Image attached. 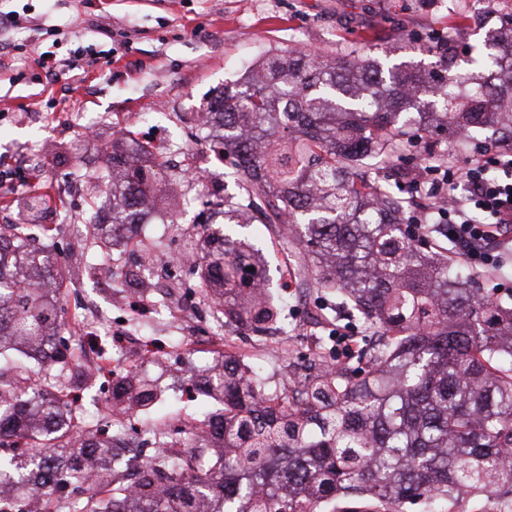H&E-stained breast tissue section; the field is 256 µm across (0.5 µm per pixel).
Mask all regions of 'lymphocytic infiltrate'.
Listing matches in <instances>:
<instances>
[{
    "label": "lymphocytic infiltrate",
    "mask_w": 512,
    "mask_h": 512,
    "mask_svg": "<svg viewBox=\"0 0 512 512\" xmlns=\"http://www.w3.org/2000/svg\"><path fill=\"white\" fill-rule=\"evenodd\" d=\"M491 166L497 177H488ZM461 184L465 194H454ZM438 192L448 200L439 215L448 223L457 258L474 268H503L512 259V149L448 167Z\"/></svg>",
    "instance_id": "f902f5d3"
}]
</instances>
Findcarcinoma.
I'll use <instances>...</instances> for the list:
<instances>
[{"label":"carcinoma","instance_id":"1","mask_svg":"<svg viewBox=\"0 0 512 512\" xmlns=\"http://www.w3.org/2000/svg\"><path fill=\"white\" fill-rule=\"evenodd\" d=\"M470 66L459 94L452 70L291 50L215 90L203 124L246 180L224 202V223L249 215L269 226L297 257L301 284L335 291L377 342L332 364L317 340L318 370L297 386L218 355L188 389L224 410L213 423L157 425L134 468L112 422L85 430L73 408L98 374L75 351L63 288L99 279L145 200L157 208V184L173 193L186 170L169 172L143 143L112 144V170L98 177L112 189V223L89 225L93 261L36 245L48 232L35 223L39 201H17L27 223L0 233V512H406L422 499L512 512V304L484 298L474 274L423 250L431 235L448 237L444 225L404 223V200L356 173L440 128L463 141L512 133V25L488 33ZM185 254L224 324L259 332L276 320L253 246L202 224ZM148 277L140 264L125 283L142 296ZM167 373L162 356L147 357L105 409L152 410L175 389Z\"/></svg>","mask_w":512,"mask_h":512}]
</instances>
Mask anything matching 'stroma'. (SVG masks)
<instances>
[{
	"label": "stroma",
	"instance_id": "stroma-1",
	"mask_svg": "<svg viewBox=\"0 0 512 512\" xmlns=\"http://www.w3.org/2000/svg\"><path fill=\"white\" fill-rule=\"evenodd\" d=\"M508 5L512 0H477L474 17L462 26L465 41L453 45V68L464 67L467 45L479 43ZM457 14L453 0H0V20H18L0 29V41L12 46L11 52L0 51V169L20 175L19 188L0 186V222L21 223L15 202L30 193L45 196L40 223H47L51 211L75 208L63 180L101 169V144L129 129L151 146L191 145L206 170L205 185L184 184L176 203L147 216L130 243L136 251L180 254L185 237L201 220L196 197L206 191L236 198L245 183L231 160H218L205 140L192 138L198 112L215 89L246 75L260 56L298 41L334 58L358 50L383 63L431 68L435 57L418 47L447 35ZM40 50L55 60L80 56L87 64L54 79L35 60ZM478 142L462 151L453 137L443 136L431 141L429 153L444 167L487 158L505 147L488 133ZM375 177L408 198L414 213L432 204L429 185L420 180L410 156L378 169ZM238 235L261 249L270 273L283 275L275 295L279 320L288 327L285 352L263 338L243 337L234 326L205 339L197 337L192 318L165 320L144 302L115 305L130 265L125 254L114 262L112 278L69 288L64 315L73 318V298H89L107 318L99 336H116L122 323L139 327L160 339L164 357L187 375L207 367L230 335L236 352L264 368L274 384L303 380L308 346L323 337L328 348H338L333 327L360 328L359 318L335 292L304 288L285 273V252L264 225H247ZM220 409L211 399L190 402L175 396L134 423L146 429L162 419Z\"/></svg>",
	"mask_w": 512,
	"mask_h": 512
}]
</instances>
